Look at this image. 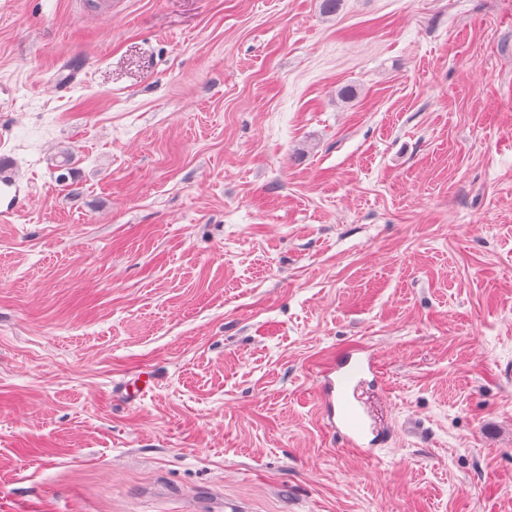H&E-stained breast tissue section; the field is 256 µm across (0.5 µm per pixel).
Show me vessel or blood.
<instances>
[{"mask_svg":"<svg viewBox=\"0 0 512 512\" xmlns=\"http://www.w3.org/2000/svg\"><path fill=\"white\" fill-rule=\"evenodd\" d=\"M0 195L9 203L7 214L21 210L18 176L8 160H0ZM374 372L373 361L362 351H347L318 376L316 402L328 433L343 447L371 456L397 435L390 421L376 420L369 408L367 385Z\"/></svg>","mask_w":512,"mask_h":512,"instance_id":"obj_1","label":"vessel or blood"}]
</instances>
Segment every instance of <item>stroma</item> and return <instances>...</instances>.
I'll list each match as a JSON object with an SVG mask.
<instances>
[{
    "label": "stroma",
    "mask_w": 512,
    "mask_h": 512,
    "mask_svg": "<svg viewBox=\"0 0 512 512\" xmlns=\"http://www.w3.org/2000/svg\"><path fill=\"white\" fill-rule=\"evenodd\" d=\"M2 156L0 512H512V0H0ZM18 175L14 166L7 160H0V193L1 196L10 197L7 208L1 211V215H12L21 210L25 200L19 196ZM372 374V358L361 350H349L321 371L315 386L316 402L328 433L343 447L365 456L375 455L376 449L398 435L388 418L376 420L369 408L366 385Z\"/></svg>",
    "instance_id": "35a3bbf8"
}]
</instances>
